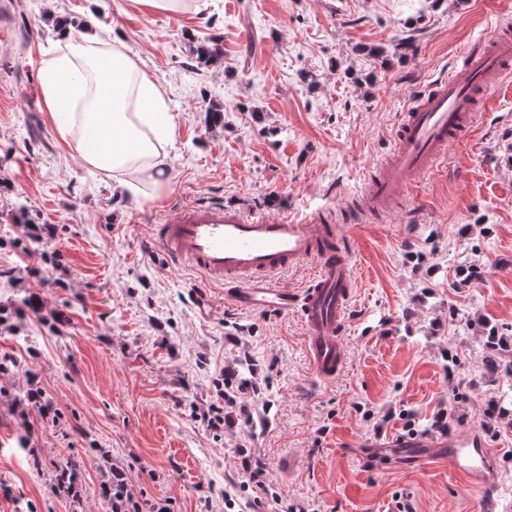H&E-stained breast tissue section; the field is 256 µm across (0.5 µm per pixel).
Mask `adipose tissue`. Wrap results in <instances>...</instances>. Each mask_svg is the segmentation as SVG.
Wrapping results in <instances>:
<instances>
[{
    "instance_id": "adipose-tissue-1",
    "label": "adipose tissue",
    "mask_w": 512,
    "mask_h": 512,
    "mask_svg": "<svg viewBox=\"0 0 512 512\" xmlns=\"http://www.w3.org/2000/svg\"><path fill=\"white\" fill-rule=\"evenodd\" d=\"M40 91L59 138L88 167L135 199L142 184L168 186L176 116L155 75L121 41L61 24L41 63Z\"/></svg>"
}]
</instances>
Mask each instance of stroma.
Returning <instances> with one entry per match:
<instances>
[{"instance_id":"1","label":"stroma","mask_w":512,"mask_h":512,"mask_svg":"<svg viewBox=\"0 0 512 512\" xmlns=\"http://www.w3.org/2000/svg\"><path fill=\"white\" fill-rule=\"evenodd\" d=\"M63 16L115 32L164 85L178 127L160 197L129 198L58 138L39 69ZM496 19L512 24V0H0V355L17 362L0 374V512H110L111 470L142 512H512V377L483 369L491 327L512 363V86L406 209L360 212L414 88ZM407 32L415 48L397 52ZM205 40L224 51L208 67L193 59ZM187 202L345 215L358 298L335 381L315 377L295 314L236 309L223 284L166 264L153 228ZM22 213L55 227L39 250L20 245ZM31 293L43 310L16 315ZM229 367L248 388H225ZM32 380L61 422L17 416ZM440 416L484 431L487 490L367 461L387 436L439 434ZM67 455L85 470L77 506L51 487ZM134 2L140 4L143 8L162 12V11H172L180 8H185L188 5H193L195 9L206 8L207 0H133ZM200 2V5H198Z\"/></svg>"}]
</instances>
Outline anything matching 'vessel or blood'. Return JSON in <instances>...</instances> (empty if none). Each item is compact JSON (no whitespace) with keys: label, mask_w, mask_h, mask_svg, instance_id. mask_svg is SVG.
Listing matches in <instances>:
<instances>
[{"label":"vessel or blood","mask_w":512,"mask_h":512,"mask_svg":"<svg viewBox=\"0 0 512 512\" xmlns=\"http://www.w3.org/2000/svg\"><path fill=\"white\" fill-rule=\"evenodd\" d=\"M512 81V27L496 24L469 43L448 74L416 92L400 116L388 158L373 169L364 204L372 217L405 207L419 178L447 158L449 143L474 131L479 111L493 108V93ZM155 241L169 262L189 266L224 284L239 309L297 313L315 375L336 378L346 360L344 335L356 299L354 250L343 225L324 210L282 218L247 213L229 204H187L158 225ZM312 267L305 288L279 286V274ZM421 466L444 464L465 487L486 489L494 479L483 431L468 427L444 439H425Z\"/></svg>","instance_id":"vessel-or-blood-1"}]
</instances>
